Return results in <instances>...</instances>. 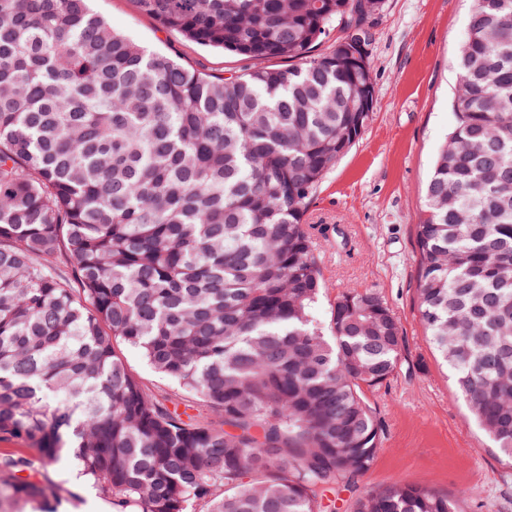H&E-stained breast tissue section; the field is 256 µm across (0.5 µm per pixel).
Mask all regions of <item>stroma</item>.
I'll return each instance as SVG.
<instances>
[{
    "label": "stroma",
    "mask_w": 512,
    "mask_h": 512,
    "mask_svg": "<svg viewBox=\"0 0 512 512\" xmlns=\"http://www.w3.org/2000/svg\"><path fill=\"white\" fill-rule=\"evenodd\" d=\"M89 6L114 30L187 69L226 76L250 66L166 30L135 0H90ZM472 6V0H382L369 20L372 120L308 207L305 221L326 285L317 320L327 323L343 291H370L386 302L404 336L396 372L368 395L382 428L376 458L355 486L327 493L331 512H353L366 491L394 483L429 486L457 500L462 512H512V462L456 398L417 302L415 226L434 156L454 121V58ZM49 472L65 493L61 512H112L74 461L61 460Z\"/></svg>",
    "instance_id": "stroma-1"
}]
</instances>
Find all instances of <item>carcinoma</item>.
<instances>
[{
	"label": "carcinoma",
	"mask_w": 512,
	"mask_h": 512,
	"mask_svg": "<svg viewBox=\"0 0 512 512\" xmlns=\"http://www.w3.org/2000/svg\"><path fill=\"white\" fill-rule=\"evenodd\" d=\"M89 0H0V512H58L67 456L112 512H322L381 425L365 390L404 347L375 293L313 315L305 215L373 107L341 56L361 0H135L165 29L251 61L213 76L150 53ZM336 38H330L334 31ZM270 59L286 66L266 64ZM454 125L416 225L427 338L512 461V0H474ZM138 349L178 385L127 367ZM197 400L207 413L179 410ZM354 512H458L418 484ZM124 358L131 371L155 391L176 392V385L168 378L154 372L145 362L139 350L123 348Z\"/></svg>",
	"instance_id": "carcinoma-1"
}]
</instances>
